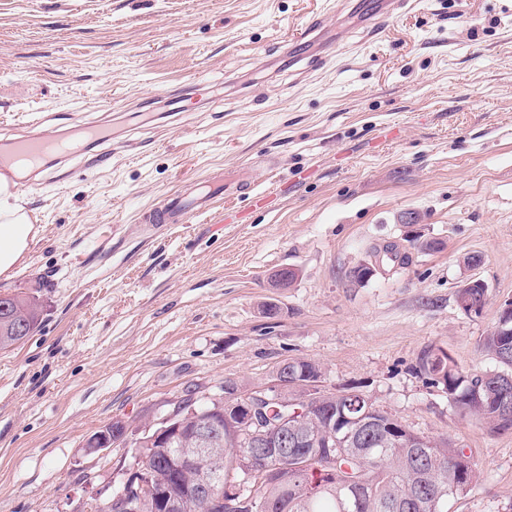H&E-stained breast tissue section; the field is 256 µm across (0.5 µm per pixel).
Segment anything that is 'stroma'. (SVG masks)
<instances>
[{
	"instance_id": "obj_1",
	"label": "stroma",
	"mask_w": 512,
	"mask_h": 512,
	"mask_svg": "<svg viewBox=\"0 0 512 512\" xmlns=\"http://www.w3.org/2000/svg\"><path fill=\"white\" fill-rule=\"evenodd\" d=\"M326 9L0 0V145L93 123L112 155L66 156L60 184L16 186L36 235L0 293L43 313L0 352V512H84L140 454L131 441L88 452L95 431L210 401L229 379L268 384L287 359L465 448L482 480L449 512H512V431L464 415L419 370L437 348L468 375L498 367L481 343L512 301V0H418L384 38L355 33L350 52L299 71L288 37ZM197 84L200 102L172 115ZM243 167L275 208L239 222L225 198L197 224L145 223L183 184ZM407 211L420 224H401ZM387 244L408 264L353 283ZM284 268L296 278L275 287ZM469 279L488 287L478 315L456 301Z\"/></svg>"
}]
</instances>
